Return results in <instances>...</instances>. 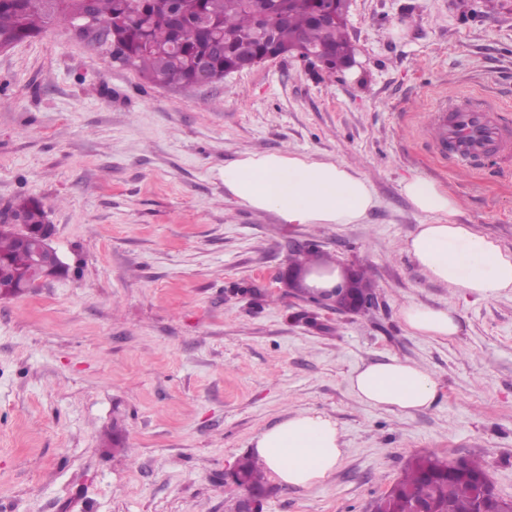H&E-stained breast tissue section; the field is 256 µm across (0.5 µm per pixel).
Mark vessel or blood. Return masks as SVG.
<instances>
[{
  "instance_id": "obj_1",
  "label": "vessel or blood",
  "mask_w": 512,
  "mask_h": 512,
  "mask_svg": "<svg viewBox=\"0 0 512 512\" xmlns=\"http://www.w3.org/2000/svg\"><path fill=\"white\" fill-rule=\"evenodd\" d=\"M490 103L444 100L430 115L432 142L439 150H453L461 162L483 156L503 142V130L492 117Z\"/></svg>"
}]
</instances>
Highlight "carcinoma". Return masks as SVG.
I'll return each mask as SVG.
<instances>
[{"mask_svg": "<svg viewBox=\"0 0 512 512\" xmlns=\"http://www.w3.org/2000/svg\"><path fill=\"white\" fill-rule=\"evenodd\" d=\"M83 0H0V50L33 40L55 24H68ZM319 0H94L98 24L112 43V60L134 67L155 84L193 86L200 59L218 73L255 58L267 42L283 50L318 45L351 47L346 20L326 28L316 22ZM286 16L274 30L266 26L273 12ZM30 230L46 224L47 212L35 197L11 206ZM29 256L19 233L0 230V291L15 296L26 286ZM243 487H265V466L254 458L242 461ZM487 478L484 464L468 459L462 469L436 455L418 456L380 500L377 512H412L426 504L438 512H477V483Z\"/></svg>", "mask_w": 512, "mask_h": 512, "instance_id": "1", "label": "carcinoma"}]
</instances>
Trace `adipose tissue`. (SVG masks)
<instances>
[{
	"label": "adipose tissue",
	"instance_id": "1",
	"mask_svg": "<svg viewBox=\"0 0 512 512\" xmlns=\"http://www.w3.org/2000/svg\"><path fill=\"white\" fill-rule=\"evenodd\" d=\"M224 187L239 204L274 213L285 224H360L377 204L369 180L352 168L281 152L248 153L225 165ZM402 192L417 211L433 218L418 225L406 246L431 280L483 301L512 293V250L472 225L454 223L456 198L420 177L406 180ZM400 317L423 336L448 338L461 329L452 308L407 304ZM349 387L363 404L400 414L432 409L441 393L428 369L397 358L358 367ZM252 453L279 485L310 488L335 472L344 442L336 420L306 411L256 435Z\"/></svg>",
	"mask_w": 512,
	"mask_h": 512
}]
</instances>
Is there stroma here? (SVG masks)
Instances as JSON below:
<instances>
[{"label":"stroma","mask_w":512,"mask_h":512,"mask_svg":"<svg viewBox=\"0 0 512 512\" xmlns=\"http://www.w3.org/2000/svg\"><path fill=\"white\" fill-rule=\"evenodd\" d=\"M350 68L289 57L207 87L160 88L96 34L53 26L0 51V218L40 199L67 275L0 296V512H233L224 479L285 416L337 421L346 453L262 512H370L417 455L483 458L512 500V294L466 299L405 251L434 180L456 223L512 249V156L459 166L426 129L440 97L492 100L512 132V0H351ZM333 159L370 181L361 224H284L240 204L224 166L247 152ZM301 240L366 270L372 309L319 308L280 281ZM451 307L450 339L402 305ZM391 357L439 379L434 408L362 404L351 373ZM120 446H113V439Z\"/></svg>","instance_id":"stroma-1"}]
</instances>
